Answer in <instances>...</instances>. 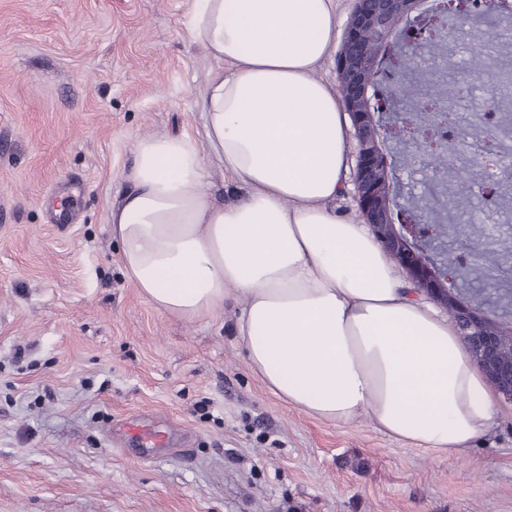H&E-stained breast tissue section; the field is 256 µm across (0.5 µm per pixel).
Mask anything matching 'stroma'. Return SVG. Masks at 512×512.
<instances>
[{
    "mask_svg": "<svg viewBox=\"0 0 512 512\" xmlns=\"http://www.w3.org/2000/svg\"><path fill=\"white\" fill-rule=\"evenodd\" d=\"M193 0H0V512H512V402L460 457L336 426L274 396L233 312L155 309L126 277L107 218L145 135H197L215 64L188 34ZM455 68L481 112L495 73ZM512 270V219L472 211ZM166 419L193 446H110L126 418Z\"/></svg>",
    "mask_w": 512,
    "mask_h": 512,
    "instance_id": "1",
    "label": "stroma"
}]
</instances>
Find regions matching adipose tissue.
<instances>
[{
  "label": "adipose tissue",
  "mask_w": 512,
  "mask_h": 512,
  "mask_svg": "<svg viewBox=\"0 0 512 512\" xmlns=\"http://www.w3.org/2000/svg\"><path fill=\"white\" fill-rule=\"evenodd\" d=\"M338 22V0H194L189 36L216 65L196 102L201 134L140 137L111 234L156 309L235 306L249 369L288 406L337 426L365 415L458 457L496 416L487 378L371 227L334 208L348 123L318 71ZM212 168L246 194L214 201Z\"/></svg>",
  "instance_id": "ef3b65f1"
}]
</instances>
